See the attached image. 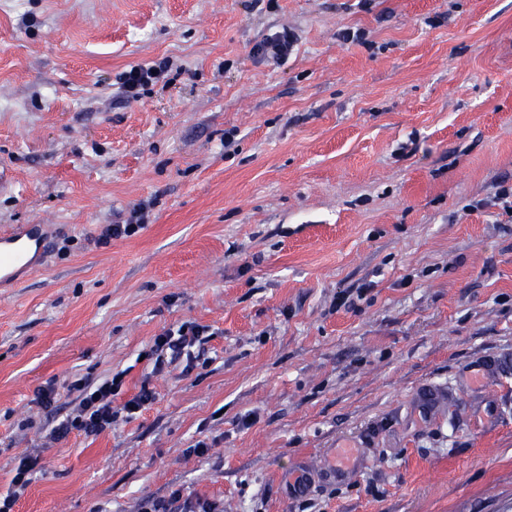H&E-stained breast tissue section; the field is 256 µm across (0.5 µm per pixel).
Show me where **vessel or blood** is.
Here are the masks:
<instances>
[{
  "instance_id": "b4317fda",
  "label": "vessel or blood",
  "mask_w": 512,
  "mask_h": 512,
  "mask_svg": "<svg viewBox=\"0 0 512 512\" xmlns=\"http://www.w3.org/2000/svg\"><path fill=\"white\" fill-rule=\"evenodd\" d=\"M48 234L45 225L22 224L0 233V282L17 281L20 272L36 267V258L47 247ZM512 375V358H502L495 369L479 366L470 376L476 386H483ZM354 468L353 452L343 449L338 461L323 466L325 479L345 481Z\"/></svg>"
}]
</instances>
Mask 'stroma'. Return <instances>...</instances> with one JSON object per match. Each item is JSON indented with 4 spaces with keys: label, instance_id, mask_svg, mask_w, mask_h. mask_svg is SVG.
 <instances>
[{
    "label": "stroma",
    "instance_id": "obj_1",
    "mask_svg": "<svg viewBox=\"0 0 512 512\" xmlns=\"http://www.w3.org/2000/svg\"><path fill=\"white\" fill-rule=\"evenodd\" d=\"M284 27L286 63L252 57ZM163 57L166 82L121 97V72ZM0 162V232L52 227L37 271L0 287V493L21 453L43 464L13 512L175 491L224 512H512V377L460 395L463 368L512 355L494 203L512 0H0ZM137 207L136 235L91 243ZM184 321L212 332L203 360L153 373L145 352ZM118 373L115 405L144 383L156 402L47 440L72 407L37 387ZM428 387L452 397L423 415ZM343 444L346 483L289 496L301 458Z\"/></svg>",
    "mask_w": 512,
    "mask_h": 512
}]
</instances>
